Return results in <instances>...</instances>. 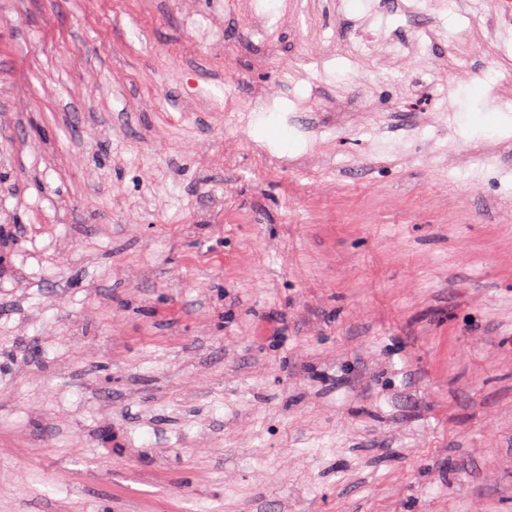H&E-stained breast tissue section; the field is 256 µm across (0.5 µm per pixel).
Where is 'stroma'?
<instances>
[{"mask_svg":"<svg viewBox=\"0 0 512 512\" xmlns=\"http://www.w3.org/2000/svg\"><path fill=\"white\" fill-rule=\"evenodd\" d=\"M495 2L0 0V512H512Z\"/></svg>","mask_w":512,"mask_h":512,"instance_id":"stroma-1","label":"stroma"}]
</instances>
